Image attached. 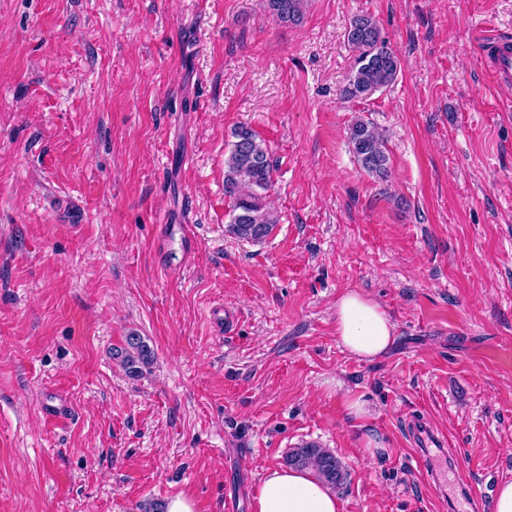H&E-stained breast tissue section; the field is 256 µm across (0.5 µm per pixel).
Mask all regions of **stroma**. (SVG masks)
Listing matches in <instances>:
<instances>
[{
	"mask_svg": "<svg viewBox=\"0 0 512 512\" xmlns=\"http://www.w3.org/2000/svg\"><path fill=\"white\" fill-rule=\"evenodd\" d=\"M362 12L401 71L348 99ZM486 28L512 32V0H308L287 26L263 0H0V512H252L303 443L341 461L343 512H449L457 486L512 481V85ZM359 118L388 180L351 150ZM241 125L274 165L260 242L226 231ZM183 220L186 266L160 253ZM351 290L396 326L372 362L336 338ZM133 332L154 354L134 376L112 358ZM415 418L460 475L447 495ZM476 49L497 84L512 83V39L498 33L480 34ZM348 139L359 165L369 174L385 179L389 173V155L385 140L376 128L357 120L349 128ZM176 242L181 251V262L188 261L191 258L194 243L189 224H170L167 227V234L163 241V250L166 252L170 251Z\"/></svg>",
	"mask_w": 512,
	"mask_h": 512,
	"instance_id": "35a3bbf8",
	"label": "stroma"
}]
</instances>
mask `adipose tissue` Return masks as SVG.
Wrapping results in <instances>:
<instances>
[{
  "label": "adipose tissue",
  "instance_id": "1",
  "mask_svg": "<svg viewBox=\"0 0 512 512\" xmlns=\"http://www.w3.org/2000/svg\"><path fill=\"white\" fill-rule=\"evenodd\" d=\"M395 325L374 299L358 291L336 303V336L353 357L371 362L395 340ZM253 512H341L339 498L310 470L275 468L260 480Z\"/></svg>",
  "mask_w": 512,
  "mask_h": 512
}]
</instances>
